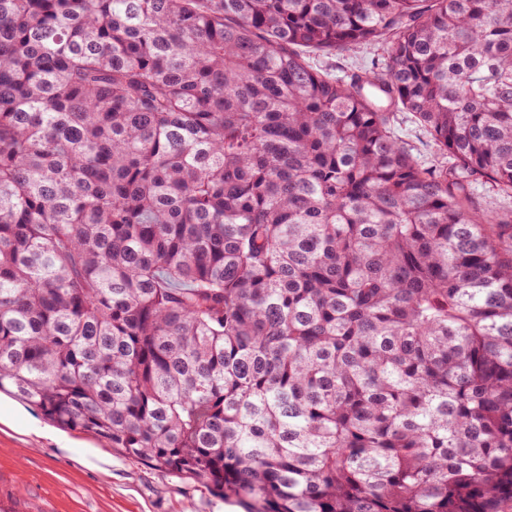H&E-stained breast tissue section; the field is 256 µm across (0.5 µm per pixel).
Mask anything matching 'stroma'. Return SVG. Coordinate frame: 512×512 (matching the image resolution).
<instances>
[{"label": "stroma", "instance_id": "obj_1", "mask_svg": "<svg viewBox=\"0 0 512 512\" xmlns=\"http://www.w3.org/2000/svg\"><path fill=\"white\" fill-rule=\"evenodd\" d=\"M381 54L361 46L312 62L346 79ZM53 428L27 405L17 429H0V512H245L239 501L126 458L79 429L67 430L73 446L61 451Z\"/></svg>", "mask_w": 512, "mask_h": 512}]
</instances>
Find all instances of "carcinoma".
<instances>
[{
  "label": "carcinoma",
  "mask_w": 512,
  "mask_h": 512,
  "mask_svg": "<svg viewBox=\"0 0 512 512\" xmlns=\"http://www.w3.org/2000/svg\"><path fill=\"white\" fill-rule=\"evenodd\" d=\"M475 182L512 198V0H0V391L249 512H502ZM383 55L378 47L361 46L349 50L337 51L328 55L315 56L313 65L326 69L339 79H348L349 76L368 65L373 58ZM398 117L399 120L396 124L397 134L414 149V152L421 159L426 160L430 158L433 154L434 146L427 133L410 119H407L405 114H400Z\"/></svg>",
  "instance_id": "cac0c4a2"
}]
</instances>
